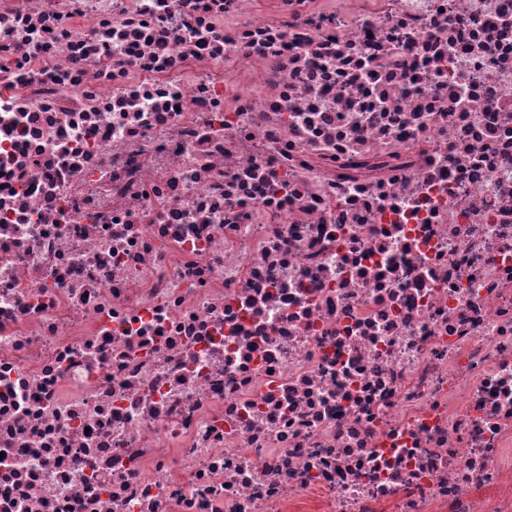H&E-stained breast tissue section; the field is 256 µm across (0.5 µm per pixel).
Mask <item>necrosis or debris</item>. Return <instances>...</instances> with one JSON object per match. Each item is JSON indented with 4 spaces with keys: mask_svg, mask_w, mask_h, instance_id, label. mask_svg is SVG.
I'll use <instances>...</instances> for the list:
<instances>
[{
    "mask_svg": "<svg viewBox=\"0 0 512 512\" xmlns=\"http://www.w3.org/2000/svg\"><path fill=\"white\" fill-rule=\"evenodd\" d=\"M0 512H512V0H0Z\"/></svg>",
    "mask_w": 512,
    "mask_h": 512,
    "instance_id": "obj_1",
    "label": "necrosis or debris"
}]
</instances>
